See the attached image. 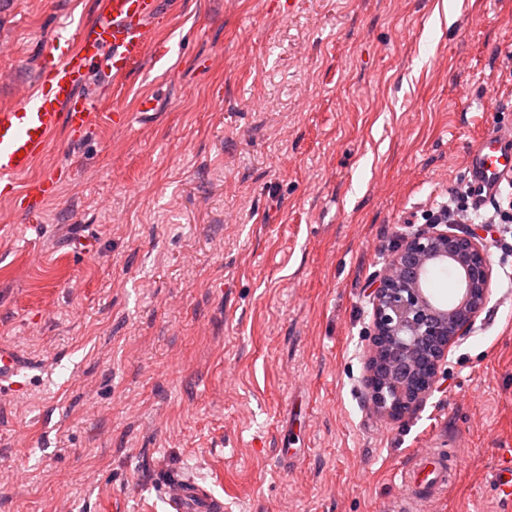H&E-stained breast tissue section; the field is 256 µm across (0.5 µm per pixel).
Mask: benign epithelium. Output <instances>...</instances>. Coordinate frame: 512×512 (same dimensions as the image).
Here are the masks:
<instances>
[{
	"label": "benign epithelium",
	"instance_id": "obj_1",
	"mask_svg": "<svg viewBox=\"0 0 512 512\" xmlns=\"http://www.w3.org/2000/svg\"><path fill=\"white\" fill-rule=\"evenodd\" d=\"M458 271L460 292L445 309L424 289L434 263ZM492 264L483 242L451 227L401 238L373 290L366 384L375 411L400 418L437 387L441 361L464 338L491 294Z\"/></svg>",
	"mask_w": 512,
	"mask_h": 512
}]
</instances>
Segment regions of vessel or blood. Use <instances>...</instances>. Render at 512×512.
<instances>
[{"label": "vessel or blood", "mask_w": 512, "mask_h": 512, "mask_svg": "<svg viewBox=\"0 0 512 512\" xmlns=\"http://www.w3.org/2000/svg\"><path fill=\"white\" fill-rule=\"evenodd\" d=\"M161 0H97L90 26L73 36H53L46 50L48 62L39 72L34 91L14 105L0 107V200L23 195L25 208L37 212L56 195L67 169L60 168L18 191L16 180L27 174L47 151L53 135L65 131L71 141L83 140L94 127L96 100L87 88L92 79L121 85L146 57L151 25L159 19ZM470 201L483 207L512 182V134L490 128L467 153ZM23 361L17 351L0 346V390L20 387ZM459 449L439 447L428 440L398 479L401 496L396 512H428L461 468ZM169 512H224V500L180 474L163 481Z\"/></svg>", "instance_id": "obj_1"}]
</instances>
